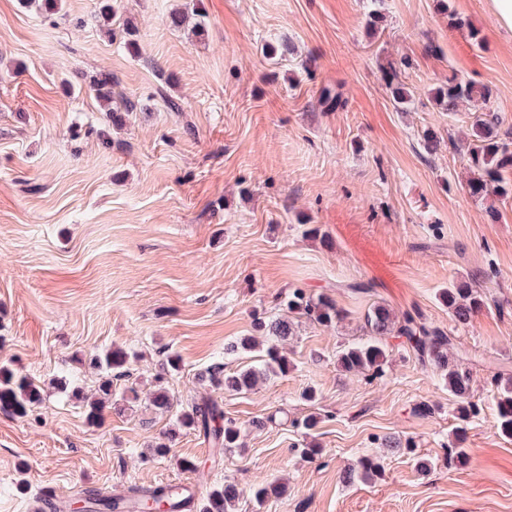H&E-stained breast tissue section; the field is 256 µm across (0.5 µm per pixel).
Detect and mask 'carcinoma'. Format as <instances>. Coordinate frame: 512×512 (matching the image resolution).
Here are the masks:
<instances>
[{
  "label": "carcinoma",
  "mask_w": 512,
  "mask_h": 512,
  "mask_svg": "<svg viewBox=\"0 0 512 512\" xmlns=\"http://www.w3.org/2000/svg\"><path fill=\"white\" fill-rule=\"evenodd\" d=\"M413 63L405 58L400 66L384 70V80L394 106L407 111L413 105V94L406 82ZM112 74L105 73L93 80L92 91L110 113L112 123L119 125L134 112L136 104L122 98L112 102ZM492 89L472 80H464L451 75L438 86L433 95L436 105L448 112H454L459 103L465 100H479L483 108L472 114L470 138L464 146L463 156L470 177L467 187L472 197L503 201L512 198V141L509 134L501 132V122L496 112L491 110ZM440 302L448 307V312L459 325H465L478 313L488 307L489 298L475 280L452 282L440 290ZM286 306L288 313L297 314L312 323L330 326L341 321L343 311L330 295L322 293L316 297L307 294L301 288L288 292ZM256 330L263 333L265 339L264 359L258 367H249L236 371H226L224 366L216 364L205 372L209 382L216 388L230 394L247 393L254 389L261 379H268L288 372L290 360L281 351L280 344L292 334V323L281 317L259 318L254 324ZM365 336L363 342L348 345L338 351L337 364L345 372H369L375 377L381 374V366L387 358L391 339L398 338L406 348L413 352L419 363L437 371L448 386V391L457 398V420L455 436L457 442L464 441L467 425L477 414L476 404L471 400V378L460 360L449 354L452 337L444 330L427 322L418 312H406L397 317L390 306L384 302L372 304L364 316ZM131 355L121 348H113L98 353L93 363L102 376L98 385L99 397L83 398L86 402V418L95 424L103 419L105 401L111 398L127 399L137 396L132 386H120L118 381L128 376ZM181 359L176 354L167 356L162 364V372L155 378L156 389L151 400L152 405L163 413H173L180 427L199 431L205 440L220 450L240 448L241 428L230 418L224 417V410L212 400L193 402L186 406L174 403L167 388V377L179 372ZM500 388L497 401L498 430L505 437H512V377L497 378ZM41 387L32 380L17 377L6 365L0 366V410L13 416H27L41 401ZM381 465L378 459L365 456L355 468L346 473V479L359 477L365 481L380 475ZM284 487L277 481L258 486L253 490L256 502L264 503L271 497L283 495ZM240 495L238 486L228 480L212 489L203 512H232V506ZM154 501L156 507L165 512H176L174 500L157 490L139 496V508L148 501Z\"/></svg>",
  "instance_id": "1"
}]
</instances>
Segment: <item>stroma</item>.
Wrapping results in <instances>:
<instances>
[{
  "instance_id": "obj_1",
  "label": "stroma",
  "mask_w": 512,
  "mask_h": 512,
  "mask_svg": "<svg viewBox=\"0 0 512 512\" xmlns=\"http://www.w3.org/2000/svg\"><path fill=\"white\" fill-rule=\"evenodd\" d=\"M196 3L201 37L170 24ZM450 6L465 27L435 0H385L375 32L369 0H117L139 29L132 54L106 34L98 0H57L48 14L0 0V364L43 388L27 417L0 411V512H32L48 489L72 510L91 489L185 480L205 495L227 479L241 491L234 512H512L494 382L512 377V199L493 217L466 187L458 147L475 103L450 114L432 100L453 73L488 85L512 131V33L492 0ZM404 58L414 103L400 112L382 69ZM101 73L143 105L123 127L89 89ZM325 88L341 107L320 105ZM427 128L441 139L431 154ZM472 277L490 305L461 326L437 295ZM356 282L370 293L351 292ZM292 288L329 294L345 319H296L288 373L254 391L200 381L213 364L254 363L225 345L254 335L255 318L286 315ZM376 301L420 311L463 357L479 407L465 463L448 462L455 397L407 349L373 379L338 368ZM113 347L131 354L138 397L93 425L73 392L94 395L90 357ZM169 351L182 359L171 395L217 399L243 447L214 458L151 405ZM422 403L431 413H416ZM311 414L321 453L309 460L298 423ZM388 437L414 453L383 447ZM366 455L380 476L345 480ZM278 478L286 493L257 505L251 489Z\"/></svg>"
}]
</instances>
